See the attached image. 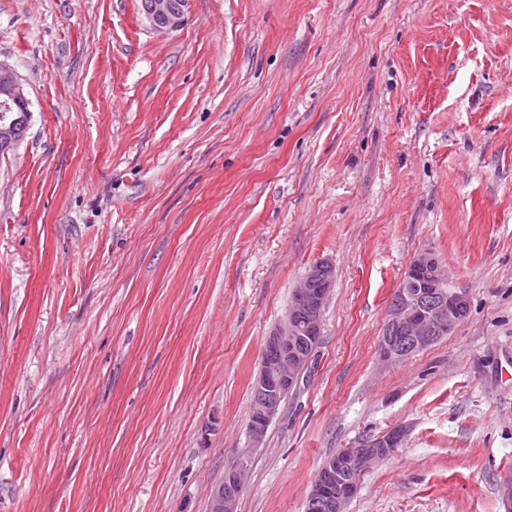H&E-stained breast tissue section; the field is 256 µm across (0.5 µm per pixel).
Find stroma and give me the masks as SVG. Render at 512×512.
I'll return each instance as SVG.
<instances>
[{
	"label": "stroma",
	"instance_id": "obj_1",
	"mask_svg": "<svg viewBox=\"0 0 512 512\" xmlns=\"http://www.w3.org/2000/svg\"><path fill=\"white\" fill-rule=\"evenodd\" d=\"M30 102L0 155V512H305L329 456L404 444L346 512H505L512 0H0ZM435 253L471 312L381 367ZM320 260L322 338L260 447L264 339ZM188 0H142L141 14L155 30H174L184 21ZM248 465L244 459H239L224 475L222 482L213 492L210 512H237L238 500L243 492V475Z\"/></svg>",
	"mask_w": 512,
	"mask_h": 512
}]
</instances>
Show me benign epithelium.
<instances>
[{
	"label": "benign epithelium",
	"instance_id": "1",
	"mask_svg": "<svg viewBox=\"0 0 512 512\" xmlns=\"http://www.w3.org/2000/svg\"><path fill=\"white\" fill-rule=\"evenodd\" d=\"M187 4L188 0H142L141 14L155 30H174L183 23ZM0 93L6 96V102L31 115L18 75L1 62ZM26 130L27 123L16 119L0 125V154L13 149ZM333 281L331 263L319 261L312 265L298 287L299 301L288 307L284 317L265 336L247 424L255 448L264 440L285 393L299 386L311 361L312 349L321 339L322 310ZM396 294L387 307L377 346L379 361L385 366L403 363L443 335L452 333L467 319L471 308L467 290L447 289L439 259L429 251L414 257ZM406 435L407 429L399 426L357 448L338 451L314 480L307 496L306 512H345L365 474L400 447ZM247 468V462L241 458L226 471L224 482L213 492L210 512H237Z\"/></svg>",
	"mask_w": 512,
	"mask_h": 512
}]
</instances>
